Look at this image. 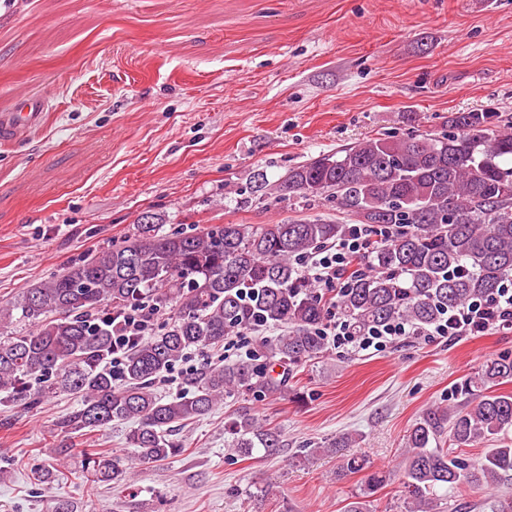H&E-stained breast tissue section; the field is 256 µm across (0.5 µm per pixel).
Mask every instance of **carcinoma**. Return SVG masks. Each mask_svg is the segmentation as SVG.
<instances>
[{"instance_id": "cac0c4a2", "label": "carcinoma", "mask_w": 512, "mask_h": 512, "mask_svg": "<svg viewBox=\"0 0 512 512\" xmlns=\"http://www.w3.org/2000/svg\"><path fill=\"white\" fill-rule=\"evenodd\" d=\"M492 114L457 112L442 136L371 138L320 154L288 171L276 190L328 194L372 237L367 270L351 277L335 302L358 334L405 320L425 327L446 310L497 291L512 275V132L493 134ZM345 224L195 225L167 230L143 214L121 245L72 263L0 306V403L40 407L61 392L79 409L57 423L64 433L135 424L129 442L149 463L182 451L174 428L210 413L240 392L288 396L285 371L326 351L320 334L328 303L303 278V260L339 240ZM142 308L165 313L153 335L119 352L112 369V318ZM282 332L261 339L247 361L196 370L189 389L159 395L154 383L191 351L217 348L257 324ZM512 359L485 362L465 384L461 410L430 408L413 424L398 475L351 457L339 475L366 472L344 512L371 503L401 481L406 512H434L468 489L512 484ZM224 431L228 448L248 459L277 456L281 434L249 409ZM497 441L476 458L456 449ZM79 458L94 485H126L121 458L97 448H58Z\"/></svg>"}]
</instances>
